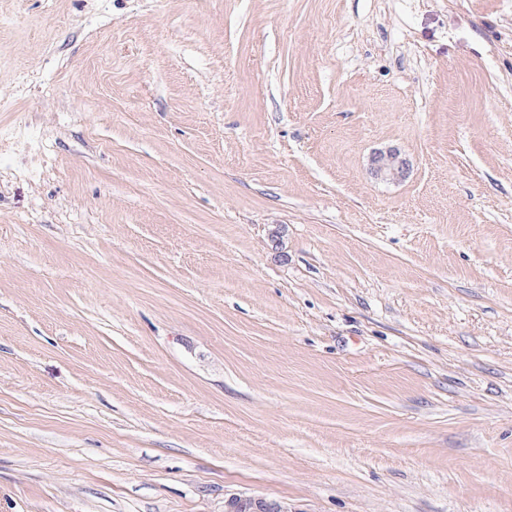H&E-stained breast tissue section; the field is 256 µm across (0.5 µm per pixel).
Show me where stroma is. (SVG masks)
Returning <instances> with one entry per match:
<instances>
[{
	"label": "stroma",
	"mask_w": 512,
	"mask_h": 512,
	"mask_svg": "<svg viewBox=\"0 0 512 512\" xmlns=\"http://www.w3.org/2000/svg\"><path fill=\"white\" fill-rule=\"evenodd\" d=\"M232 497L512 512V0H0V512ZM371 174L384 182H402L409 174L410 165L397 148L378 150L370 159Z\"/></svg>",
	"instance_id": "35a3bbf8"
}]
</instances>
